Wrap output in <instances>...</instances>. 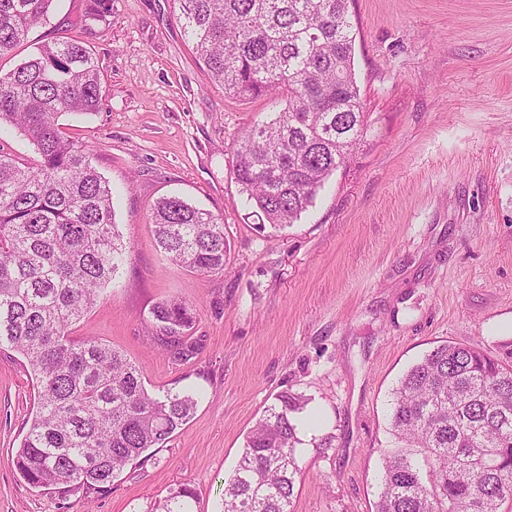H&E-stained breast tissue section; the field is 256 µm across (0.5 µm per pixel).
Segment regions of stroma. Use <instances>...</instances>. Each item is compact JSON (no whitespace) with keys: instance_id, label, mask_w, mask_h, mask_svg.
Returning <instances> with one entry per match:
<instances>
[{"instance_id":"35a3bbf8","label":"stroma","mask_w":512,"mask_h":512,"mask_svg":"<svg viewBox=\"0 0 512 512\" xmlns=\"http://www.w3.org/2000/svg\"><path fill=\"white\" fill-rule=\"evenodd\" d=\"M60 0L9 71L55 40L99 64L104 105L66 115L111 181L130 249L119 278L73 330L122 350L148 391L196 393L191 420L99 492L30 486L13 457L36 383L0 350V512H156L190 486L193 512H221L224 476L283 391L308 398L293 512H374L387 412L405 370L445 341L489 355L512 341V0H351L354 63L369 128L300 223L269 239L233 169L241 136L284 108L226 96L199 63L174 0ZM177 195L224 220L226 269L200 275L155 246L151 211ZM189 304L199 344L173 364L153 307Z\"/></svg>"}]
</instances>
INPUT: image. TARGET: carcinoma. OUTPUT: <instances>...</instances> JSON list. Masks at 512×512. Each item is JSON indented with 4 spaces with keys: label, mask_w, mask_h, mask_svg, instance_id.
Masks as SVG:
<instances>
[{
    "label": "carcinoma",
    "mask_w": 512,
    "mask_h": 512,
    "mask_svg": "<svg viewBox=\"0 0 512 512\" xmlns=\"http://www.w3.org/2000/svg\"><path fill=\"white\" fill-rule=\"evenodd\" d=\"M56 0H0V57L49 21ZM82 18L104 21L112 0ZM184 35L224 93L281 95L286 107L239 141L234 178L264 216L267 236L295 223L369 126L354 72L349 0H174ZM103 105L98 65L77 40L39 45L0 73V136L14 128L36 158L0 151V347L25 359L37 407L13 463L31 486L66 497L103 490L130 463L164 444L193 416V393H150L139 366L75 325L125 265L113 190L90 149L71 141L64 114ZM167 257L191 272L224 269V222L180 197L152 212ZM191 307L152 309L156 336L176 363L197 343ZM303 396L283 391L246 436L224 477L222 512H292ZM396 446L381 462L375 512H499L512 500V342L491 356L448 341L392 390ZM194 492H170L159 512H192Z\"/></svg>",
    "instance_id": "cac0c4a2"
}]
</instances>
